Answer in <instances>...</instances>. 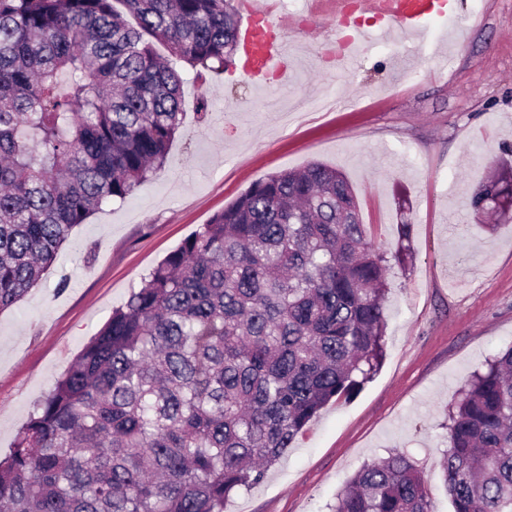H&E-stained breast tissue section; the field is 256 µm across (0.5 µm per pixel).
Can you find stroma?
Segmentation results:
<instances>
[{"label": "stroma", "instance_id": "1", "mask_svg": "<svg viewBox=\"0 0 512 512\" xmlns=\"http://www.w3.org/2000/svg\"><path fill=\"white\" fill-rule=\"evenodd\" d=\"M456 8L421 38L366 24L344 83L325 54L331 20L304 19V0L288 8L298 25L283 81L257 89L238 61L201 81L178 63L185 108L164 169L77 226L42 282L0 312V457L160 261L256 181L320 161L348 178L390 259L385 357L224 512H332L351 476L394 452L423 471L433 512H452L439 467L449 412L474 372L512 346V222L479 233L469 218L480 181L512 149V0ZM321 95L330 111L284 124L285 110Z\"/></svg>", "mask_w": 512, "mask_h": 512}]
</instances>
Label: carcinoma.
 I'll return each mask as SVG.
<instances>
[{
    "label": "carcinoma",
    "instance_id": "cac0c4a2",
    "mask_svg": "<svg viewBox=\"0 0 512 512\" xmlns=\"http://www.w3.org/2000/svg\"><path fill=\"white\" fill-rule=\"evenodd\" d=\"M136 19V25L126 15ZM242 41L231 0H0V311L74 228L164 167L183 78ZM484 178L472 224L494 214ZM384 253L323 163L258 180L188 237L73 359L0 459V512H224L384 358ZM453 512H512V347L450 414ZM335 512H432L404 453L365 465Z\"/></svg>",
    "mask_w": 512,
    "mask_h": 512
}]
</instances>
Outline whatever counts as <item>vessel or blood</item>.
Returning a JSON list of instances; mask_svg holds the SVG:
<instances>
[{
  "mask_svg": "<svg viewBox=\"0 0 512 512\" xmlns=\"http://www.w3.org/2000/svg\"><path fill=\"white\" fill-rule=\"evenodd\" d=\"M362 12L371 14L382 29L402 34L421 32L427 21L452 14L453 0H361ZM264 11L252 12L244 36L249 58L247 72L256 85H265L268 75L284 73L288 66L290 45L284 34H261L266 25Z\"/></svg>",
  "mask_w": 512,
  "mask_h": 512,
  "instance_id": "vessel-or-blood-1",
  "label": "vessel or blood"
}]
</instances>
